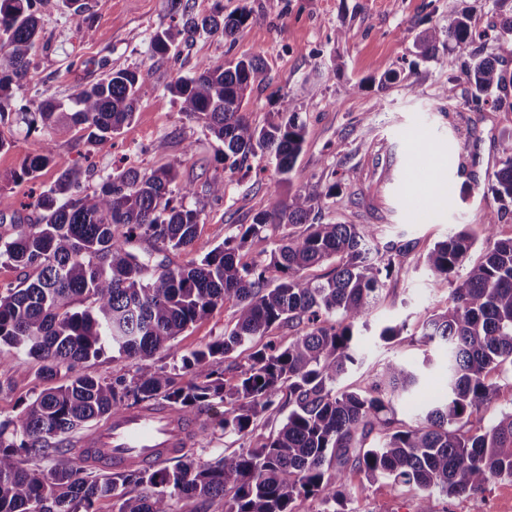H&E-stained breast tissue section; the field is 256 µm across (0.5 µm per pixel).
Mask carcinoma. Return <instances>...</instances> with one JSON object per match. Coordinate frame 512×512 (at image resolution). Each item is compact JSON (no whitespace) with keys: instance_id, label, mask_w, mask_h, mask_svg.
<instances>
[{"instance_id":"1","label":"carcinoma","mask_w":512,"mask_h":512,"mask_svg":"<svg viewBox=\"0 0 512 512\" xmlns=\"http://www.w3.org/2000/svg\"><path fill=\"white\" fill-rule=\"evenodd\" d=\"M40 0H0V124L11 119L25 132L54 139L81 126L103 142L129 124L137 103L153 94L138 70L108 69L69 103L45 99L35 109L14 107L30 53L38 40ZM69 20L80 30L88 21L86 0H64ZM176 24L156 32L151 51L169 54L177 36L199 30L232 37L251 14L216 13L199 17L188 4L170 0ZM467 16L448 28L458 46L473 41ZM437 31L417 41L419 54L434 56ZM496 53L465 66L472 93L467 105L479 110L512 76L500 68L512 59V16L494 37ZM259 56L237 58L217 67L200 65L193 77L169 87L181 111L203 119L222 143L224 166L233 170L251 157H267L276 179L268 204L252 223L185 266L152 264V254L133 249L137 239L172 250H192L200 210L185 205L188 186L173 188V165L149 174L125 168L103 179L93 193L77 191L82 171L65 167L54 187L36 200L35 224H17L0 237V260L32 271L23 287L0 292V345L23 349L41 362L40 378L52 380L66 369L67 381L43 388L10 422L0 425V512H96L95 504L116 499L117 512H176L180 500L224 502V512H294L299 497L334 509L343 498L344 468L352 464L366 478H387L419 491L415 512H432L430 498L476 492L490 477L512 479V411L485 429L464 430L478 407L512 397V386L489 379L512 367V237L499 238L497 224L512 213V152H504L489 189L500 202L486 218V246L472 259L476 240L454 230L426 255L438 288H450L448 308L422 323L421 336L449 352L448 384L421 422L394 426V398L418 384V375L390 362L370 375L361 390L337 388L358 361L354 329L366 325L395 258L412 244L372 245L374 232L356 224H315L312 213L332 184L312 192L292 190L291 173L305 141L304 124L292 102L258 125L246 112L254 86L266 80ZM55 162L51 149L28 157L21 175L34 179ZM304 224L296 235L288 228ZM283 229L279 240L270 231ZM268 263L248 262L250 254ZM326 275L307 271L328 261ZM237 302L234 327L189 356L178 373L154 367L158 353L177 356L175 339L225 299ZM296 329L286 346L269 340L274 328ZM251 353L236 380H224L222 365L237 349ZM140 360L130 379L114 382L91 376L84 363L106 349ZM224 402V432L239 438L255 432L265 413L288 408L279 428L224 453L211 464L181 461L172 467L117 471L94 476L65 460L70 436L85 424L143 403L162 400L181 414L195 415ZM54 462L49 470L25 466L28 459Z\"/></svg>"}]
</instances>
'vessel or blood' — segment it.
Here are the masks:
<instances>
[{
  "label": "vessel or blood",
  "instance_id": "obj_1",
  "mask_svg": "<svg viewBox=\"0 0 512 512\" xmlns=\"http://www.w3.org/2000/svg\"><path fill=\"white\" fill-rule=\"evenodd\" d=\"M200 418L155 405L129 409L96 426L78 442L82 464L98 469L152 468L182 455Z\"/></svg>",
  "mask_w": 512,
  "mask_h": 512
}]
</instances>
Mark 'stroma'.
Here are the masks:
<instances>
[{"label": "stroma", "instance_id": "1", "mask_svg": "<svg viewBox=\"0 0 512 512\" xmlns=\"http://www.w3.org/2000/svg\"><path fill=\"white\" fill-rule=\"evenodd\" d=\"M87 3L90 19L79 31L71 26L61 0L40 4L39 47L16 92V105L47 98L69 101L107 67L141 71L154 94L139 101L133 121L108 141L88 142L79 127L54 140L39 132H14L11 146L0 150V236L12 235L15 223H35L39 194L56 183L62 167L73 164L83 171L86 192L98 189L102 178L120 167L149 173L176 166L179 184L194 190L187 205L201 211L198 239L191 251L155 252V261L182 266L238 236L241 225L251 223L267 204L275 177L271 162L255 157L241 169L225 170L220 142L204 120L181 112L168 88L177 77L193 76L200 63L261 56L267 79L250 95L251 119L263 123L277 111L280 98L291 99L306 128L292 172L294 187L341 185L336 195L320 198L313 213L316 223L374 229L381 247L414 244L387 279L367 325L358 326L360 361L339 386H365L369 373L391 361L416 370L421 381L396 397L393 419L399 427L417 424L426 394L443 393L448 378L445 351L420 334L423 319L444 311L449 295L448 289L435 287L424 255L461 225L484 237L485 216L498 207L488 176L504 149L512 147V85L506 89L507 106L475 112L466 104L471 86L463 74L472 58L494 53L493 38L503 18L498 0H279L273 11L267 0H189L198 16L244 9L251 18L230 39L203 32L178 36L176 49L166 56L153 54L150 41L172 24L170 0ZM464 13L479 37L460 47L448 41L446 31ZM430 29L441 37L434 58L425 60L416 43ZM340 30L348 32V39L337 40ZM389 71L397 72V80L380 85ZM450 83L455 97L448 100L442 90ZM48 145L57 163L36 179L20 178L25 158ZM417 158L425 164L418 186L386 185L390 165L404 174ZM438 174L448 188L435 200L429 186ZM215 177L224 181L220 201L208 191ZM236 320L235 300H225L178 336L180 353L204 348ZM387 325L400 326V336L382 340L379 332ZM40 367L25 351L0 347V423L11 420L43 389ZM223 420V403H214L202 416L206 432L196 438L187 459L213 463L225 450L239 447L237 436L225 434ZM344 495L346 512H414L413 491L385 478L367 480L356 469L347 472ZM431 506L433 512H512V480L490 478L470 496L437 492Z\"/></svg>", "mask_w": 512, "mask_h": 512}]
</instances>
